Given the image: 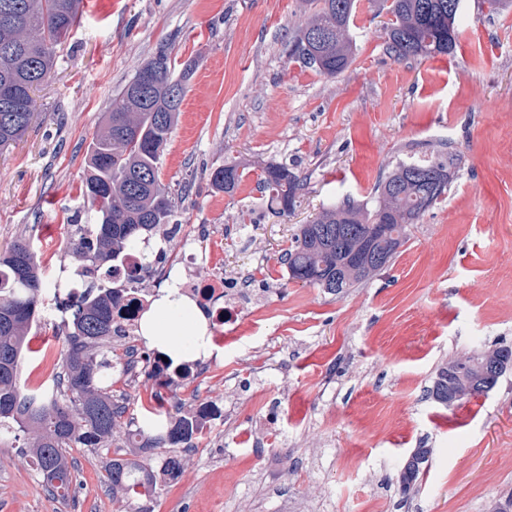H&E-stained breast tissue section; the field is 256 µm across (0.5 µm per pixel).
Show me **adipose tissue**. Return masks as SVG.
Listing matches in <instances>:
<instances>
[{"mask_svg":"<svg viewBox=\"0 0 512 512\" xmlns=\"http://www.w3.org/2000/svg\"><path fill=\"white\" fill-rule=\"evenodd\" d=\"M207 328L206 316L172 283L160 289L141 324V334L172 359H198L211 354Z\"/></svg>","mask_w":512,"mask_h":512,"instance_id":"ef3b65f1","label":"adipose tissue"}]
</instances>
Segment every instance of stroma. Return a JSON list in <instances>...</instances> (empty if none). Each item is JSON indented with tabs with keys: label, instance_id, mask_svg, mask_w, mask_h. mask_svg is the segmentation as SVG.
Listing matches in <instances>:
<instances>
[{
	"label": "stroma",
	"instance_id": "obj_1",
	"mask_svg": "<svg viewBox=\"0 0 512 512\" xmlns=\"http://www.w3.org/2000/svg\"><path fill=\"white\" fill-rule=\"evenodd\" d=\"M301 0H81V18L36 95L37 117L0 152V250L30 237L44 303L20 382L33 390L67 353L55 292L78 284L68 254L95 223L82 188L88 147L136 66L173 43L194 63L160 178L181 233L148 255L197 253L194 276L249 289L205 373L174 385L185 408L222 407L181 469L142 496H113L110 448L69 451L80 467L61 504L19 449L0 445V512H488L512 493V370L448 408L429 397L438 366L512 346V8L462 0L452 55L395 59L387 15L359 0L351 65L326 77L285 51ZM453 149L447 193L411 225L393 264L336 296L289 279L280 257L327 205L367 201L399 161ZM304 177L294 208L268 207L265 164ZM237 166L233 193L210 173ZM114 394L140 416L157 390L113 369ZM432 449L409 495L410 453Z\"/></svg>",
	"mask_w": 512,
	"mask_h": 512
}]
</instances>
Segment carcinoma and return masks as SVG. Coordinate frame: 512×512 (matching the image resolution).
Listing matches in <instances>:
<instances>
[{"mask_svg": "<svg viewBox=\"0 0 512 512\" xmlns=\"http://www.w3.org/2000/svg\"><path fill=\"white\" fill-rule=\"evenodd\" d=\"M81 0H0V150L19 140L36 117V92L48 80L57 53L79 23ZM295 20L288 55L327 77L342 73L353 61L352 27L357 0H303ZM390 15L384 27L387 50L398 59L452 54L458 40L460 9L454 0H380ZM321 38H313V33ZM160 47L136 69L112 99L105 120L86 157L85 198L97 223L80 228L71 254L81 280L77 299L61 300L69 312L64 326L67 354L54 385L25 390L19 370L28 334L40 312L43 277L30 241L18 238L0 253V443L30 436L21 449L35 465L49 492L72 498L78 470L68 449L109 448L112 434L126 413L122 396L108 383L112 360L124 374L151 359L156 349L127 346L112 358V339L126 332L113 311L124 294L97 271L113 267L140 251L143 235L169 226L173 197L160 179L161 157L180 115L182 100L167 87L186 91L193 68L173 78L175 61ZM458 154L452 150L418 163L400 161L378 182L372 203L346 200L322 208L313 222L301 224L282 256L289 278L340 295L378 276L400 253L408 228L417 223L448 190ZM237 167L210 173L216 189L232 193L239 183ZM259 188L267 202L288 214L304 178L283 165L269 164ZM455 357L437 369L429 395L448 392ZM215 418L221 411L206 404L199 411L175 412L164 419L147 418L126 431L143 441L140 449L190 448L198 438L199 415ZM158 474L135 460L110 462L112 489L132 497L156 482Z\"/></svg>", "mask_w": 512, "mask_h": 512, "instance_id": "carcinoma-1", "label": "carcinoma"}]
</instances>
